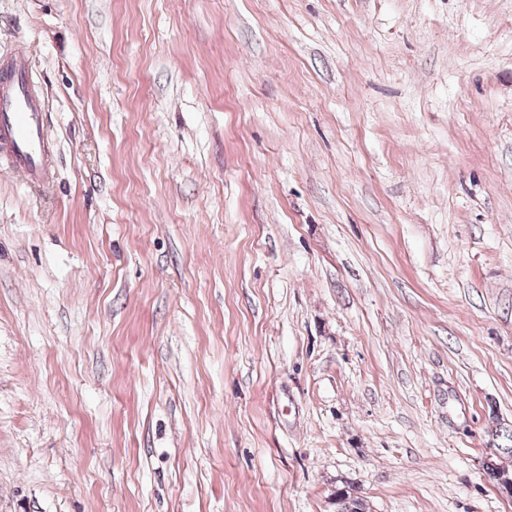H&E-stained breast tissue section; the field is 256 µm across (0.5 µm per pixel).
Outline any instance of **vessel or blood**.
<instances>
[{"label": "vessel or blood", "instance_id": "b4317fda", "mask_svg": "<svg viewBox=\"0 0 512 512\" xmlns=\"http://www.w3.org/2000/svg\"><path fill=\"white\" fill-rule=\"evenodd\" d=\"M11 74L0 73V153L31 187L49 185L45 164V103L27 80L28 63L15 58Z\"/></svg>", "mask_w": 512, "mask_h": 512}]
</instances>
